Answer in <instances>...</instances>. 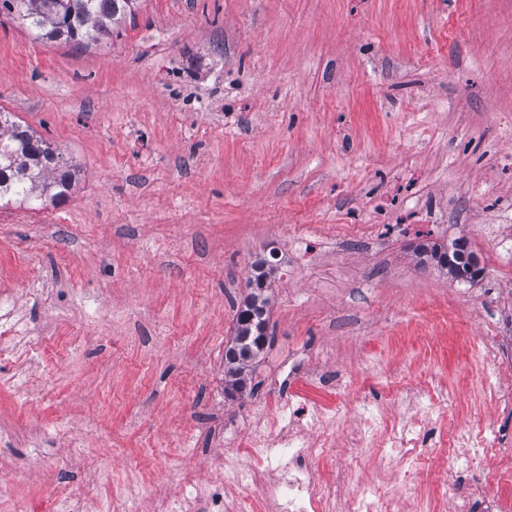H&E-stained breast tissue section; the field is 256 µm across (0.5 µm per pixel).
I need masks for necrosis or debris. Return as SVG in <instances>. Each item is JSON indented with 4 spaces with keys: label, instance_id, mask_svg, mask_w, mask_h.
<instances>
[{
    "label": "necrosis or debris",
    "instance_id": "necrosis-or-debris-1",
    "mask_svg": "<svg viewBox=\"0 0 512 512\" xmlns=\"http://www.w3.org/2000/svg\"><path fill=\"white\" fill-rule=\"evenodd\" d=\"M424 412L411 420L385 417L382 409H374L349 431L348 447L358 449L356 463L369 476L359 493L345 495V471H337L332 482L322 481L309 462L326 457L335 441V434L346 418L338 407L304 406L288 402L278 416L265 426L250 430L245 447L260 449V459L278 466L281 476L274 484H256V472L246 467L238 471L241 481H254L251 494L222 505L223 512H259L269 499L276 500L279 512H399L394 489L385 481V472L394 459H402V478L417 476L414 450L421 435L441 421L443 407L432 393H424ZM320 429L308 436L309 425ZM498 431L481 422L459 430L453 451L456 466L469 470L477 455L497 449Z\"/></svg>",
    "mask_w": 512,
    "mask_h": 512
}]
</instances>
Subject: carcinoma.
<instances>
[{"instance_id": "1", "label": "carcinoma", "mask_w": 512, "mask_h": 512, "mask_svg": "<svg viewBox=\"0 0 512 512\" xmlns=\"http://www.w3.org/2000/svg\"><path fill=\"white\" fill-rule=\"evenodd\" d=\"M0 5L16 11L22 25L50 41L63 40L80 44L110 34L114 19L130 12L134 4L128 0H0ZM0 202L33 200L50 188L57 189L52 199L63 200L72 185L69 167L59 164V153L45 140L36 137L26 125L0 114ZM437 265L446 269L470 259L473 253L446 245L430 250ZM264 263L253 268L249 285L255 292L240 305L235 336L224 354L226 387L231 391L244 388L243 371L266 344L267 318L264 302L258 291L265 285Z\"/></svg>"}]
</instances>
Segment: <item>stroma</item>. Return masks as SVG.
<instances>
[{
	"label": "stroma",
	"instance_id": "obj_1",
	"mask_svg": "<svg viewBox=\"0 0 512 512\" xmlns=\"http://www.w3.org/2000/svg\"><path fill=\"white\" fill-rule=\"evenodd\" d=\"M0 110L77 168L67 198L0 206V512H154L178 484L246 495L220 466L290 397L356 419L380 395L447 396L443 433L503 434L512 402L481 347L512 334V0H139L110 37L38 39L0 8ZM465 242L472 283L422 263ZM270 260L267 342L242 391L224 353L253 262ZM316 351L341 376L306 378ZM400 481L433 512L444 448Z\"/></svg>",
	"mask_w": 512,
	"mask_h": 512
}]
</instances>
